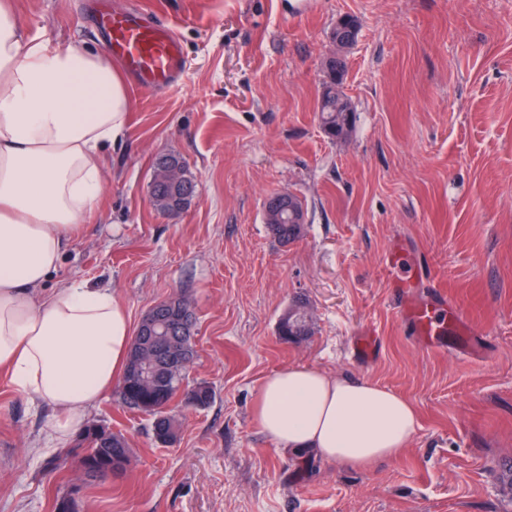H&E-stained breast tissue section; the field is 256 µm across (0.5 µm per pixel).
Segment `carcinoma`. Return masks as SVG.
I'll use <instances>...</instances> for the list:
<instances>
[{"label":"carcinoma","mask_w":512,"mask_h":512,"mask_svg":"<svg viewBox=\"0 0 512 512\" xmlns=\"http://www.w3.org/2000/svg\"><path fill=\"white\" fill-rule=\"evenodd\" d=\"M341 70L328 67V80L324 83V92L319 112L321 126L325 134L334 139L345 134L350 122V113L346 112L348 101L342 91ZM169 163L182 164L179 157L169 155L161 158L155 167L151 194L155 198L170 196L166 182L161 178V169ZM301 215V204L297 203L289 210H281L276 222L269 224L273 234L283 244L299 238L301 225L295 223ZM279 335L306 336L308 326L306 315L299 309L287 311L279 321ZM169 343L185 350L186 361L197 358L195 343L179 333L176 328L168 333ZM182 397L186 405L195 408L208 406L214 398L210 385L201 381L194 385L185 383L181 374H173L165 389L160 390L138 376L132 367H126L119 386V398L122 407L149 415L153 418V437L159 442H177L180 430L179 421L173 414L172 403ZM75 464L83 470L86 478L93 480L96 473L112 471V478L122 477L131 463V450L127 438L120 432H97L94 425H86L76 437V448L73 451Z\"/></svg>","instance_id":"carcinoma-1"}]
</instances>
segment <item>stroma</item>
<instances>
[{"mask_svg":"<svg viewBox=\"0 0 512 512\" xmlns=\"http://www.w3.org/2000/svg\"><path fill=\"white\" fill-rule=\"evenodd\" d=\"M170 19L178 85L130 87L98 208L50 280L112 287L132 322L186 298L198 357L188 382L212 403L179 409L157 444L149 416L109 392L90 421L125 435L126 476L80 481L33 446L52 410L0 373V512H512V0H112ZM28 35L100 48L91 0H13ZM358 26L343 53L351 128L328 138L318 112L332 32ZM179 155L196 192L156 209L154 164ZM288 193L305 222L284 245L264 203ZM422 265L410 296L389 259ZM444 291L479 358L458 338L429 349L409 334L407 298ZM308 335L282 339L289 309ZM378 334V357L352 353ZM372 381L406 397L420 427L394 460L352 469L281 450L252 420L262 383L292 365Z\"/></svg>","mask_w":512,"mask_h":512,"instance_id":"stroma-1","label":"stroma"}]
</instances>
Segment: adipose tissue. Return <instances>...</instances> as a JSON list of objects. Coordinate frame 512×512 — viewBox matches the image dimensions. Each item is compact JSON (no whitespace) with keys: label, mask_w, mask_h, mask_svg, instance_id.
I'll return each mask as SVG.
<instances>
[{"label":"adipose tissue","mask_w":512,"mask_h":512,"mask_svg":"<svg viewBox=\"0 0 512 512\" xmlns=\"http://www.w3.org/2000/svg\"><path fill=\"white\" fill-rule=\"evenodd\" d=\"M126 79L104 50L27 36L0 0V370L54 417L61 445L124 373L132 339L109 289L48 281L102 196L126 133ZM254 421L285 451L354 468L398 458L416 408L379 384L291 366L261 386Z\"/></svg>","instance_id":"ef3b65f1"}]
</instances>
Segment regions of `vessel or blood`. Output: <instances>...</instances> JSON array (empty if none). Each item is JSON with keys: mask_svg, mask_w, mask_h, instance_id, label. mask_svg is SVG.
<instances>
[{"mask_svg": "<svg viewBox=\"0 0 512 512\" xmlns=\"http://www.w3.org/2000/svg\"><path fill=\"white\" fill-rule=\"evenodd\" d=\"M96 23L107 38L113 59L123 65L135 86L162 89L178 81L183 53L169 24L147 20L134 10L112 9L108 0H97ZM406 316L415 334L432 347L442 346L445 333H467L460 312L443 297L428 303L410 301Z\"/></svg>", "mask_w": 512, "mask_h": 512, "instance_id": "vessel-or-blood-1", "label": "vessel or blood"}]
</instances>
